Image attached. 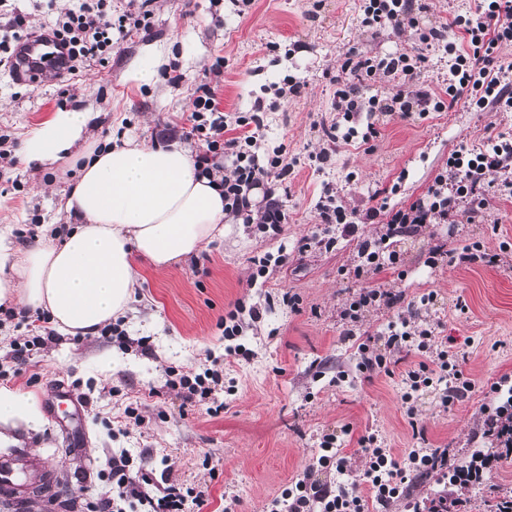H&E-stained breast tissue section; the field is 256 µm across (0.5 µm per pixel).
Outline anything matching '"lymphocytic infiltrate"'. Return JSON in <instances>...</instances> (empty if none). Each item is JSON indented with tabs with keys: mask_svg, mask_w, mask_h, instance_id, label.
<instances>
[{
	"mask_svg": "<svg viewBox=\"0 0 512 512\" xmlns=\"http://www.w3.org/2000/svg\"><path fill=\"white\" fill-rule=\"evenodd\" d=\"M153 0H128L127 8L113 14L112 0H77L64 17L49 26L55 40L67 52L68 82H75L91 63L105 62L112 53L114 35L150 32ZM425 8L423 0H359L363 26L379 30L392 27L402 31L415 27ZM421 48L416 52H396L385 57L350 48L344 54L341 71L335 76V123L323 126L322 136L329 146H365L376 138L377 131L366 115L385 112L407 117L411 112H443L453 109L461 95H468L472 108L488 107L512 112V65L498 64L503 46L512 44V0H475L466 14H459L443 25L421 32ZM443 45L451 58V79L443 91L431 88L411 89L416 70L424 63V52L432 45ZM383 73L400 79L396 93L365 96L363 77ZM266 106L255 100L246 116H230L218 109L216 91L207 81L196 84L189 96L187 124L181 129H163L160 138L197 141L195 164L199 174L218 178L224 189V209L233 217L251 223L283 224L287 214L276 196L278 185L294 172L285 147L275 148L267 163H260L256 147L264 126ZM239 136H228L229 128ZM327 150L316 154L317 163L330 160ZM512 197V139L505 135L488 137L482 147L460 143L434 176L426 192L409 206L389 209L380 202L362 209L347 207L336 195L325 196L317 204L320 223L335 225L337 232L350 236L359 225L385 219V231L379 237L361 240L353 277L360 281L345 302L341 318L347 336H354L362 314L370 307L400 306L403 294L368 285L369 275L396 268L399 256L393 248L394 238L413 232L424 224H454L460 216L483 215L494 197ZM412 347L420 360L407 368L403 381L415 391L435 383L454 379L455 392L465 395L474 385L465 377L457 355L451 354L446 342L440 341L434 328L406 317L389 322L376 333L375 342H362L359 350L361 367L366 371L387 369L386 353L391 349ZM490 391L500 403L488 413L482 436L495 444L486 452L475 448L458 456L445 448H417L407 458L398 459L391 449L378 445L375 435L358 440L364 458L359 483L347 482L348 459L333 434L325 435L317 464L325 471H335L341 480L329 483L305 474L289 485L280 502L282 512H367L368 502L388 506L405 499V485L411 475L433 473L447 480L449 486L464 491L480 486L496 461L512 457V387L494 382ZM127 454L113 455L110 461L112 491L130 507L145 506L149 512H201L206 503L204 491L176 486L164 488L162 496H151L144 488V478L128 469Z\"/></svg>",
	"mask_w": 512,
	"mask_h": 512,
	"instance_id": "1",
	"label": "lymphocytic infiltrate"
}]
</instances>
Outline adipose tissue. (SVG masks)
Here are the masks:
<instances>
[{"instance_id":"ef3b65f1","label":"adipose tissue","mask_w":512,"mask_h":512,"mask_svg":"<svg viewBox=\"0 0 512 512\" xmlns=\"http://www.w3.org/2000/svg\"><path fill=\"white\" fill-rule=\"evenodd\" d=\"M87 109L52 113L28 137L29 162L61 163L73 180L62 207L75 223L62 242L19 250L0 228V304L49 311L65 333L95 335L126 310L138 285L135 257L158 268L224 236V196L199 175L190 148L124 136L99 144Z\"/></svg>"}]
</instances>
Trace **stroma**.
Returning <instances> with one entry per match:
<instances>
[{"instance_id":"obj_1","label":"stroma","mask_w":512,"mask_h":512,"mask_svg":"<svg viewBox=\"0 0 512 512\" xmlns=\"http://www.w3.org/2000/svg\"><path fill=\"white\" fill-rule=\"evenodd\" d=\"M152 9L150 34L119 40L108 64L88 68L69 90L48 75L33 87L0 70V135L24 142L60 105L79 102L100 109L99 142L116 133L158 142L163 125H183L191 89L220 56L224 68L211 82L221 111L246 113L259 97L278 103L259 148L282 144L298 160L278 189L288 221L265 228L225 225L222 240L166 269L138 262L139 285L119 319L121 335H58L35 346L26 327L0 320V365L10 363L14 344L32 345L22 374L0 378V388L30 395L40 417L35 425L1 424L0 449L23 440L58 487L56 497L25 494L0 503V512H88L87 502L109 484L108 460L122 449L135 461L149 454L150 494L169 485L193 487L206 495L203 512H224L228 505L235 512H268L313 465L327 434L342 436L355 476L363 466L357 441L368 433L399 456L423 439L458 454L485 446L490 386L512 376V253L495 265L455 261L433 269L422 255L438 242L456 253L474 241L498 252L512 243V199L496 201L484 217L456 230L426 224L397 238L400 270L373 278L410 301L434 293L421 315L449 350L464 356L474 389L463 397L434 386L404 402L402 373L419 360L412 352L388 373L357 368L358 343L344 338L339 317L349 295L340 270L353 263L360 238L379 235L381 225H361L358 236L338 238L330 248L310 238L325 189L351 207H363L377 191L387 192L390 206H407L460 140L479 147L488 136L512 135V112H477L462 98L447 112L405 119L378 114L370 150L342 148L320 168L309 157L325 145L322 124L336 117L332 78L346 49L378 56L408 51L418 42L415 31L363 27L357 0H252L246 8L240 0H154ZM147 43L170 45L172 63L184 75L180 87L133 80L132 65ZM288 76L303 84L302 95L275 100V87ZM67 184L58 165L33 167L19 156L0 160V225L12 226L14 247H25L24 230L68 224L61 207ZM395 184L400 190L394 194ZM281 251L287 263L256 277L254 257ZM286 293L297 297V308L283 304ZM460 300L466 311L456 310ZM239 303L260 306L261 316L244 320L237 341L251 356L237 361L225 355L224 318ZM208 368L219 370L217 396L226 403L216 415L208 411L209 400H184L170 385L172 376ZM59 380L87 408L83 436L67 435V409L48 415L44 397ZM129 405L137 408L139 425H127ZM417 429L423 439H415ZM508 493L512 462L467 491V508L492 512L497 497Z\"/></svg>"}]
</instances>
